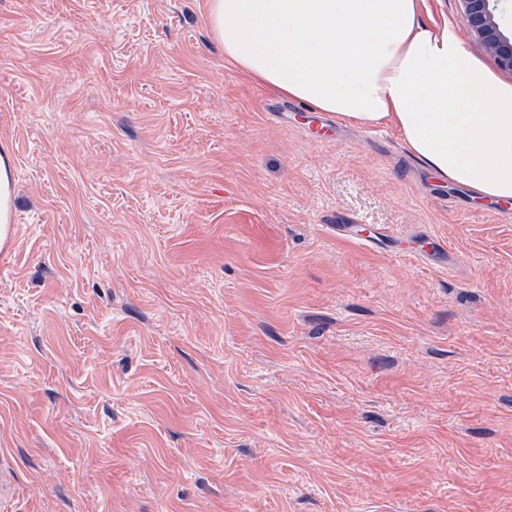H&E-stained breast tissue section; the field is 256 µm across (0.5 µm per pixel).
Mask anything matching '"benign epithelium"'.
<instances>
[{"mask_svg": "<svg viewBox=\"0 0 512 512\" xmlns=\"http://www.w3.org/2000/svg\"><path fill=\"white\" fill-rule=\"evenodd\" d=\"M467 32L492 55L500 67L512 71V35L501 29L497 17L499 0H458Z\"/></svg>", "mask_w": 512, "mask_h": 512, "instance_id": "7a95c632", "label": "benign epithelium"}]
</instances>
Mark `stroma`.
Listing matches in <instances>:
<instances>
[{
    "instance_id": "obj_1",
    "label": "stroma",
    "mask_w": 512,
    "mask_h": 512,
    "mask_svg": "<svg viewBox=\"0 0 512 512\" xmlns=\"http://www.w3.org/2000/svg\"><path fill=\"white\" fill-rule=\"evenodd\" d=\"M207 10L0 0L9 512H512V206ZM15 164L7 147L0 145V247L14 236Z\"/></svg>"
}]
</instances>
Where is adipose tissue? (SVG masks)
I'll use <instances>...</instances> for the list:
<instances>
[{
  "instance_id": "obj_1",
  "label": "adipose tissue",
  "mask_w": 512,
  "mask_h": 512,
  "mask_svg": "<svg viewBox=\"0 0 512 512\" xmlns=\"http://www.w3.org/2000/svg\"><path fill=\"white\" fill-rule=\"evenodd\" d=\"M425 0H208L224 60L280 98L351 126H391L435 178L512 202V83ZM15 164L0 145V247L14 236Z\"/></svg>"
}]
</instances>
